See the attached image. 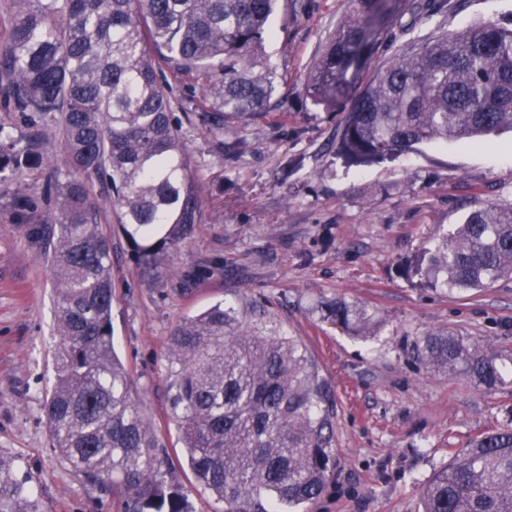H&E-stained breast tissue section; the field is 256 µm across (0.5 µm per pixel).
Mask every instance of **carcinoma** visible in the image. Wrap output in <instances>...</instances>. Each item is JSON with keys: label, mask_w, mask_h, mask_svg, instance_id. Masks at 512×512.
<instances>
[{"label": "carcinoma", "mask_w": 512, "mask_h": 512, "mask_svg": "<svg viewBox=\"0 0 512 512\" xmlns=\"http://www.w3.org/2000/svg\"><path fill=\"white\" fill-rule=\"evenodd\" d=\"M277 0H18L0 49V107L27 116L0 125V187L16 219L32 203L29 173L53 167L58 210L48 237L56 279L55 377L45 404L52 448L122 512H193L135 400L112 343V240L99 229L90 184L112 196L115 220L144 268L189 239L202 205L166 72L199 83L189 113L230 160L251 116L268 112L285 75L264 57ZM451 0H349L308 73L316 103L353 98L337 151L360 162L420 144L512 130V29L487 23L438 31L367 76L380 36L405 13L431 19ZM230 136L229 141L222 136ZM424 272L466 292L512 275V204L472 210L436 235ZM329 317L353 331L365 312L345 301ZM417 355L430 369L492 392L512 356L463 336L431 333ZM168 402L196 486L219 512H299L336 469V398L294 337L216 304L176 325L168 344ZM0 512H38L28 474L0 458ZM421 512H512V429L476 438L425 487Z\"/></svg>", "instance_id": "1"}]
</instances>
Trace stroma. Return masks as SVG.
Returning a JSON list of instances; mask_svg holds the SVG:
<instances>
[{"mask_svg": "<svg viewBox=\"0 0 512 512\" xmlns=\"http://www.w3.org/2000/svg\"><path fill=\"white\" fill-rule=\"evenodd\" d=\"M307 14L269 19L272 64L286 76L271 112L239 135L227 162L194 122L182 137L198 173L203 221L145 272L115 224L112 200L92 186L100 229L112 239V330L132 391L171 458L178 432L167 399L174 327L221 303L264 309L317 362L336 395V473L310 512H418L426 482L477 435L512 428V385L493 392L420 364L429 333L464 336L512 353V278L448 293L415 272L439 229L484 203L512 202V135L426 144L393 159L355 164L332 149L351 102L329 110L305 93L306 75L342 18L347 0H309ZM492 22L512 28V0H461L458 9L393 30L371 59L378 67L435 30ZM30 224L13 218L0 189V457L29 473L40 512H120L118 500L65 464L50 447L43 404L59 338L49 242L29 227L58 199L51 167L31 173ZM343 300L367 311L373 336L331 322Z\"/></svg>", "mask_w": 512, "mask_h": 512, "instance_id": "35a3bbf8", "label": "stroma"}]
</instances>
